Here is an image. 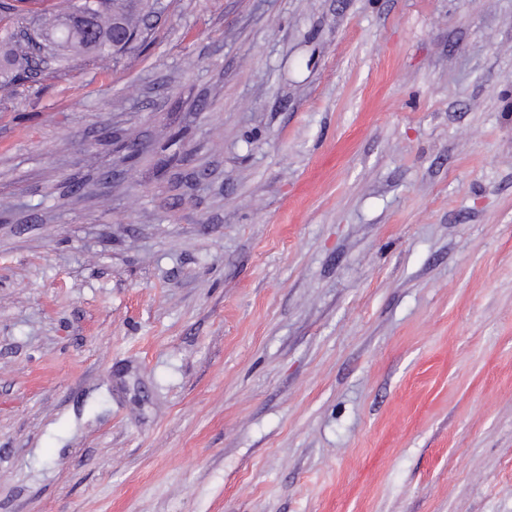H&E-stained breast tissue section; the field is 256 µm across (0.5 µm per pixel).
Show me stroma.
<instances>
[{"label": "stroma", "mask_w": 512, "mask_h": 512, "mask_svg": "<svg viewBox=\"0 0 512 512\" xmlns=\"http://www.w3.org/2000/svg\"><path fill=\"white\" fill-rule=\"evenodd\" d=\"M0 89V512H512V0H160Z\"/></svg>", "instance_id": "1"}]
</instances>
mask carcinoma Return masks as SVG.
<instances>
[{"instance_id": "1", "label": "carcinoma", "mask_w": 512, "mask_h": 512, "mask_svg": "<svg viewBox=\"0 0 512 512\" xmlns=\"http://www.w3.org/2000/svg\"><path fill=\"white\" fill-rule=\"evenodd\" d=\"M158 0H97L93 33L77 27L75 0L54 13H20L16 0H0V23L6 38L25 42L20 54L0 60V76L8 83H37L46 58L57 70L102 69L119 63L122 56L147 38L144 20L155 13Z\"/></svg>"}]
</instances>
